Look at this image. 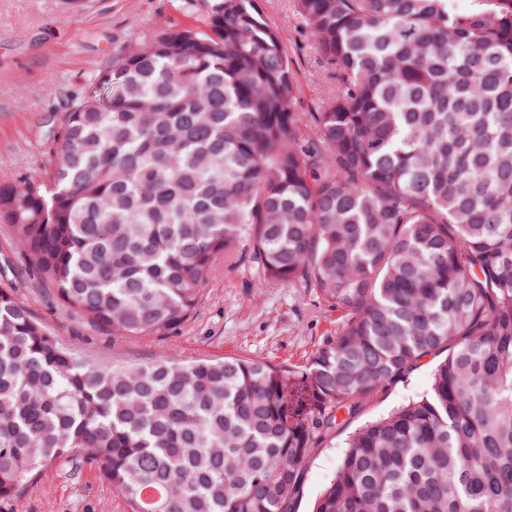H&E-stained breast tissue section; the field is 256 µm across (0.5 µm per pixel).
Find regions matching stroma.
<instances>
[{
	"label": "stroma",
	"mask_w": 512,
	"mask_h": 512,
	"mask_svg": "<svg viewBox=\"0 0 512 512\" xmlns=\"http://www.w3.org/2000/svg\"><path fill=\"white\" fill-rule=\"evenodd\" d=\"M267 21L294 53L304 102L316 100L320 69L308 36L299 34L288 0H261ZM205 14L184 0H0V184L50 171L65 93L83 91L112 53L154 31L203 26ZM11 284L33 317L85 361L145 363L239 356L300 365L334 339L340 311L305 288L246 284L238 271L217 268L195 314L183 326L133 341L99 329L64 307L54 289L32 273L9 225L0 223V283ZM431 365L361 401L358 412L308 458L294 512L312 504L336 472L347 437L362 424L428 392ZM0 512H129L97 470L61 465L30 483L19 501Z\"/></svg>",
	"instance_id": "1"
}]
</instances>
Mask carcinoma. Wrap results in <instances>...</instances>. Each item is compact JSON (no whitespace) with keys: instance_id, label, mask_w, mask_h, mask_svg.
<instances>
[{"instance_id":"1","label":"carcinoma","mask_w":512,"mask_h":512,"mask_svg":"<svg viewBox=\"0 0 512 512\" xmlns=\"http://www.w3.org/2000/svg\"><path fill=\"white\" fill-rule=\"evenodd\" d=\"M186 3L205 28L65 95L51 171L0 185V223L114 336L185 324L221 262L344 320L300 366L89 364L0 284V500L64 461L129 512H292L318 442L429 357L312 512H512V0H289L309 112L259 0Z\"/></svg>"}]
</instances>
